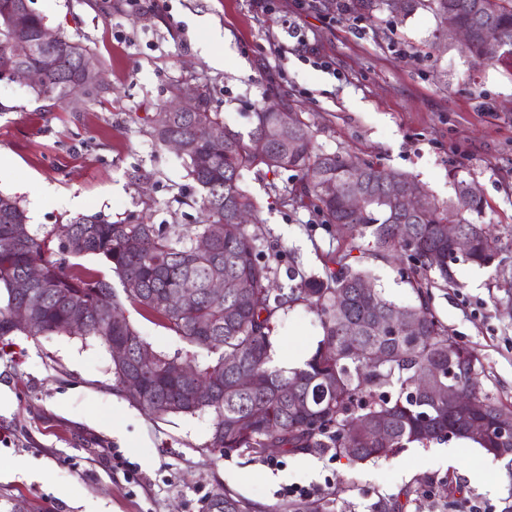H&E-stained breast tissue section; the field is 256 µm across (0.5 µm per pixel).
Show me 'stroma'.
I'll return each mask as SVG.
<instances>
[{
    "label": "stroma",
    "instance_id": "1",
    "mask_svg": "<svg viewBox=\"0 0 512 512\" xmlns=\"http://www.w3.org/2000/svg\"><path fill=\"white\" fill-rule=\"evenodd\" d=\"M32 0L48 27L97 55V95L59 105L0 79V157L13 166L0 192L16 197L32 231L46 235L80 216L163 224L186 231L204 219L180 155L157 144L160 112L187 86L207 88L234 130L286 96L310 126L317 151L348 153L410 174L439 205L458 181L486 201L481 217L498 240L491 267L460 261L456 282L429 290L437 318L481 354L479 382L512 402V68L474 65L459 44L435 41L426 9L363 19L338 0ZM210 26H200V17ZM299 24L305 44L288 37ZM288 45L280 63L276 42ZM315 53L330 64L314 69ZM241 187L260 220L257 250L290 288L289 271L322 272L336 231L312 209L286 203L295 171L243 170ZM385 297L416 303L409 260L365 258ZM323 331L304 303L275 325L281 356L312 354ZM214 415L162 418L117 385L112 359L80 336L0 338V512H214L230 496L245 512H485L512 506V462L458 439L411 444L356 465L321 451L266 454L209 449ZM487 478L472 481L473 469ZM313 498L287 496L289 484Z\"/></svg>",
    "mask_w": 512,
    "mask_h": 512
}]
</instances>
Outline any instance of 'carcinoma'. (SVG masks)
<instances>
[{"instance_id":"1","label":"carcinoma","mask_w":512,"mask_h":512,"mask_svg":"<svg viewBox=\"0 0 512 512\" xmlns=\"http://www.w3.org/2000/svg\"><path fill=\"white\" fill-rule=\"evenodd\" d=\"M450 1L455 2L458 21L474 31L471 44L463 48L474 63L488 62L481 46L489 35L512 50V0H399L398 6L393 0H351L350 8L364 17L386 10L404 18L426 8L443 36ZM43 25L44 18L36 12L20 29L5 27L0 16V68L16 57L20 44L35 40ZM50 50L60 56L59 70L46 74L44 83L32 92L38 99L64 102L68 79L63 72L77 58L93 52L62 34ZM250 119L248 133L232 129L221 113L212 110L202 91L196 110L175 120L174 128L190 146L184 154L187 174L200 188L198 203L205 216L204 223L188 234L169 233L154 224L107 223L88 216L41 237L29 230L28 216L17 200L0 194V337L17 331L35 337L89 336L109 350L112 313L123 312L124 303L157 316L188 351L156 352L159 364L140 371L144 393L135 404L156 416L212 411L208 447L226 454L262 453L268 448L319 450L361 462L385 459L398 448L440 437L468 439L471 414L456 411L433 395L413 392L418 379L431 375L469 394L470 369L483 370L480 354L448 332L424 291L431 272L447 284L455 282L452 263L457 255L448 242L446 224L450 218L474 239L465 260L489 266L495 240L483 225L465 218L482 214L483 198H463L465 182L461 181L455 202L443 208L430 200L427 212L413 217L398 206L381 205L390 189L413 182L410 175L370 163L356 167L348 153L315 151L312 131L294 112L259 111L251 113ZM270 125L285 128L287 137L260 155L254 150V139ZM215 126L224 127L220 149L209 139ZM260 166L302 173V190L292 202L313 207L327 224L347 225L337 238L331 265L321 274L301 277L286 293H273L272 267L256 251L257 225L235 223L239 212L254 216V205L239 185L240 173ZM352 177L370 196L366 210L358 213L345 211L340 198L326 197L321 191L328 180L344 188ZM215 224L227 226V232L214 240L209 251H197L196 239L210 233ZM131 238L139 242L135 251L127 247ZM55 240L58 244L53 248ZM360 249L375 259L406 256L411 261L409 284L418 304L408 309L420 323V335L401 336L371 322L370 309L392 312L399 305L376 288L362 292L361 283L369 280V274L350 263L352 252ZM89 254L105 260L122 292L106 276L68 261ZM33 265L40 267L42 278L19 288ZM216 278L241 282L242 294L210 295L209 284ZM178 289L195 292L196 304L183 310L169 306L168 294ZM339 294L347 296L345 303L336 302ZM74 297L82 300L87 313L86 323L77 330L69 326ZM298 301L319 314L323 339L304 366L287 371L270 365L272 334L280 312ZM20 305L31 308V322L26 325L13 321L14 309ZM353 324L362 326L361 334H348ZM380 349L388 355L384 363L373 359ZM175 359L190 361L199 377L214 381L213 401L191 399L185 384L163 372L162 366ZM242 374L263 380L264 387L252 393L239 391L237 380ZM482 402L486 417L503 411L512 414V403L486 394ZM256 406L263 407L264 417L252 415ZM381 429L389 433L386 444L369 439L370 432Z\"/></svg>"}]
</instances>
